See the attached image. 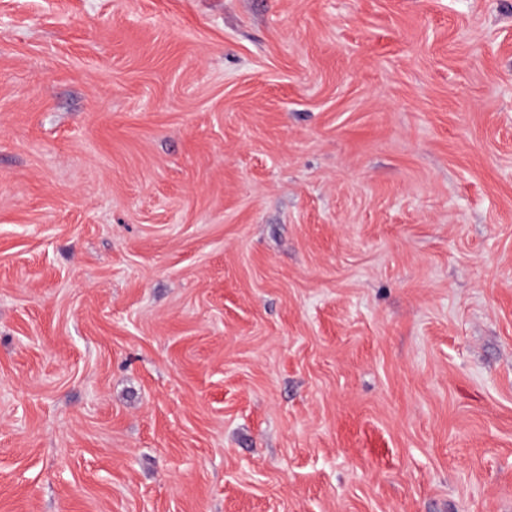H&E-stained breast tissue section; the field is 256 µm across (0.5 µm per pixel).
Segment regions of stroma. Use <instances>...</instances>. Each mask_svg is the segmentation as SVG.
I'll return each mask as SVG.
<instances>
[{
  "instance_id": "35a3bbf8",
  "label": "stroma",
  "mask_w": 512,
  "mask_h": 512,
  "mask_svg": "<svg viewBox=\"0 0 512 512\" xmlns=\"http://www.w3.org/2000/svg\"><path fill=\"white\" fill-rule=\"evenodd\" d=\"M0 512H512V0H0Z\"/></svg>"
}]
</instances>
